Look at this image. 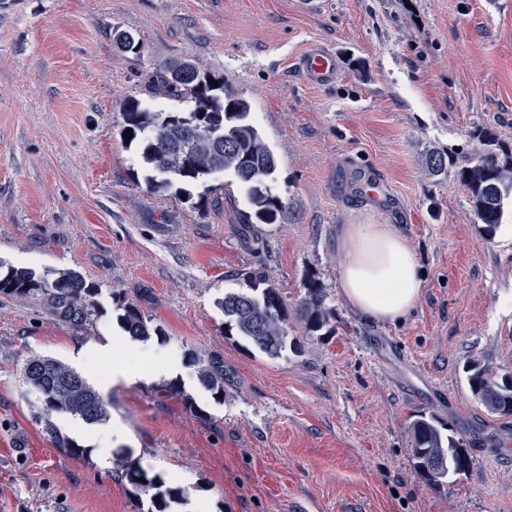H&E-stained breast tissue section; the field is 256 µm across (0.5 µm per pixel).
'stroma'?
Listing matches in <instances>:
<instances>
[{
	"mask_svg": "<svg viewBox=\"0 0 512 512\" xmlns=\"http://www.w3.org/2000/svg\"><path fill=\"white\" fill-rule=\"evenodd\" d=\"M7 0L0 7V262L51 280L71 270L98 314L59 321L41 293L0 294V512H138L97 448L61 453L23 380L32 355L86 379L110 360L78 355L122 335L136 304L177 370L105 395L149 473L188 491L180 512H512V418L471 394L465 364L512 371V205L487 232L456 176L474 130L512 147V0ZM138 50H121L120 33ZM328 43L341 77L304 84L295 56ZM224 77L277 159V224H246L231 173L184 201L149 187L121 130L130 100L161 98L156 70ZM447 171L430 175L429 153ZM381 181L361 195L357 175ZM344 224H395L423 291L403 321L374 323L342 299ZM272 281L289 308L326 287L328 326L271 358L224 332L216 302ZM188 349L224 365V397L201 388ZM436 415L467 445L466 474L432 486L414 470L410 425Z\"/></svg>",
	"mask_w": 512,
	"mask_h": 512,
	"instance_id": "obj_1",
	"label": "stroma"
}]
</instances>
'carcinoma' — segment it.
I'll return each mask as SVG.
<instances>
[{"label":"carcinoma","instance_id":"cac0c4a2","mask_svg":"<svg viewBox=\"0 0 512 512\" xmlns=\"http://www.w3.org/2000/svg\"><path fill=\"white\" fill-rule=\"evenodd\" d=\"M156 81L162 95L181 100L190 99L202 108L208 100L203 92L216 91L224 96V171L230 172L247 193L249 213L246 224H276L287 209L283 199L273 193L269 182L276 171V159L265 144L259 129L249 121L250 106L234 97L224 78H218L219 87L201 91L177 78L167 70L157 72ZM142 108L138 112L124 113V128L130 131L128 143H136L143 162L153 172L148 181H157L155 189L173 184L180 185V192L190 194L189 187L211 176L206 170L195 167H169L162 158L164 132L175 134V124L163 129L160 120L177 113L152 112ZM478 142L473 156L457 173L458 181L467 192L476 218L487 231L502 223L504 201L512 198V148L500 145L495 134L483 129L473 134ZM306 294L296 310V317L304 323L305 331L315 333L329 325L331 310L326 307V292L322 282L314 277L306 281ZM39 291L49 310L60 320L82 326L97 315L93 300L96 290L87 286L83 278L73 272H63L52 282H39L35 273L25 268L9 267L0 271V292L27 296ZM224 312V331L241 336L251 342L261 353L276 358L286 349L298 353L300 344L288 341V309L279 289L272 283L259 287L249 284L246 289L224 293L217 301ZM123 330L132 339L145 341L151 335H160L161 329H150L141 312L133 303L123 308L120 316ZM184 362L195 368L198 384L213 396L224 392V365L214 358H204L193 349L184 352ZM472 395L492 415L512 417V386L507 374H500L471 360L465 366ZM23 380L38 393L39 418L45 423L55 447L72 457L85 454L72 438L58 430L53 416L68 414L89 424L104 421L107 402L101 394L77 371L49 357L32 356L23 366ZM413 435L412 460L415 470L433 486H438L449 476L465 473L471 460L463 450L464 441L453 431L443 433L435 416H419L411 424ZM118 479L129 486L130 494L137 500L150 499L148 512H169L172 505L185 497L179 485H167L158 475L151 476L138 463L130 461L123 453L115 471Z\"/></svg>","mask_w":512,"mask_h":512}]
</instances>
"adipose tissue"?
I'll return each mask as SVG.
<instances>
[{
	"label": "adipose tissue",
	"mask_w": 512,
	"mask_h": 512,
	"mask_svg": "<svg viewBox=\"0 0 512 512\" xmlns=\"http://www.w3.org/2000/svg\"><path fill=\"white\" fill-rule=\"evenodd\" d=\"M344 261L338 271V288L347 304L363 317L386 323L404 319L416 306L423 287V272L406 235L392 224H345L337 230ZM111 356V371L100 377L102 390L132 379H152L167 354L148 349L150 365L132 364L124 348H95L88 360Z\"/></svg>",
	"instance_id": "1"
}]
</instances>
